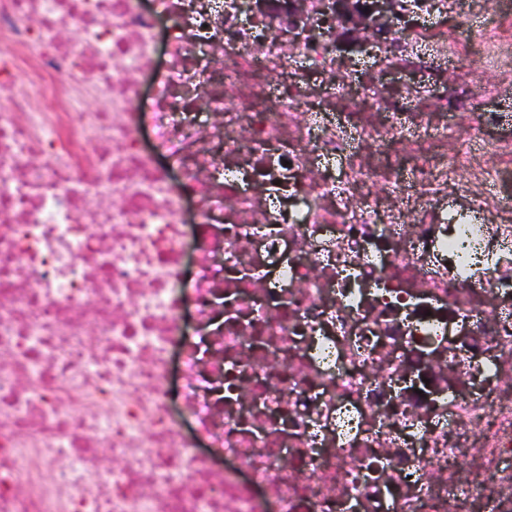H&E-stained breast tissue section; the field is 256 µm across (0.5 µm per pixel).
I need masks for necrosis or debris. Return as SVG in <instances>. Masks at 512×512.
<instances>
[{
	"mask_svg": "<svg viewBox=\"0 0 512 512\" xmlns=\"http://www.w3.org/2000/svg\"><path fill=\"white\" fill-rule=\"evenodd\" d=\"M327 2L0 0V512H512V0Z\"/></svg>",
	"mask_w": 512,
	"mask_h": 512,
	"instance_id": "1",
	"label": "necrosis or debris"
}]
</instances>
